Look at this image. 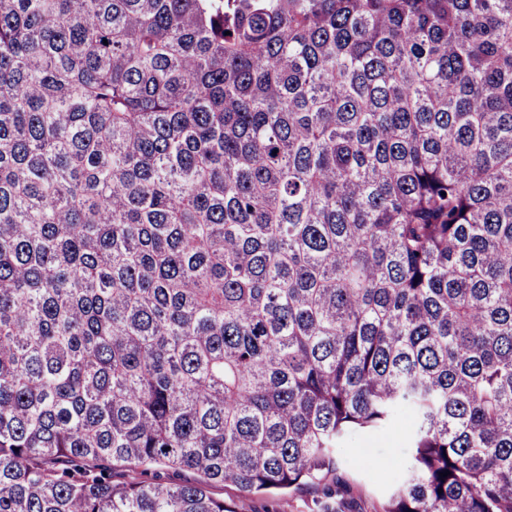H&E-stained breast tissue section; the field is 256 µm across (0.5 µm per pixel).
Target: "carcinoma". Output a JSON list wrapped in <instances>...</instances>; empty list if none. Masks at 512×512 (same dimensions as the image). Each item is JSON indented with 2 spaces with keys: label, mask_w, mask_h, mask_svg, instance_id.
<instances>
[{
  "label": "carcinoma",
  "mask_w": 512,
  "mask_h": 512,
  "mask_svg": "<svg viewBox=\"0 0 512 512\" xmlns=\"http://www.w3.org/2000/svg\"><path fill=\"white\" fill-rule=\"evenodd\" d=\"M397 421L381 512H512V0H0V512Z\"/></svg>",
  "instance_id": "carcinoma-1"
}]
</instances>
